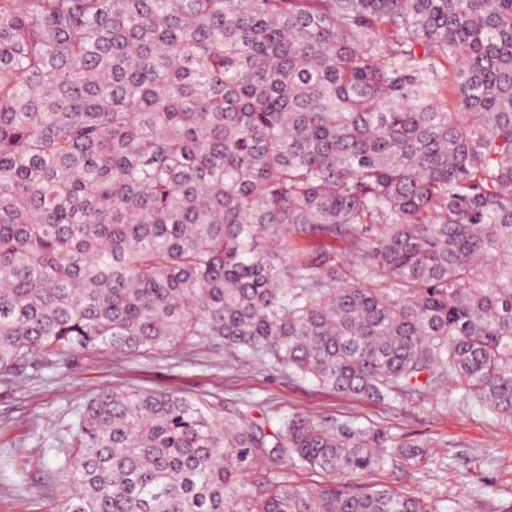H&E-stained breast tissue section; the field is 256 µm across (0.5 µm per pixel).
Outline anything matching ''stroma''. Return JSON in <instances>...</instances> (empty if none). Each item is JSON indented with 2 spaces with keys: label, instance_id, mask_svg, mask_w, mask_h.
I'll return each mask as SVG.
<instances>
[{
  "label": "stroma",
  "instance_id": "stroma-1",
  "mask_svg": "<svg viewBox=\"0 0 512 512\" xmlns=\"http://www.w3.org/2000/svg\"><path fill=\"white\" fill-rule=\"evenodd\" d=\"M438 375L383 402L348 398L210 340L146 355L76 350L61 368L25 365L0 381V512H66L68 430L90 397L113 386L190 397L227 418L247 408L274 425L301 414L324 425L378 428L390 440L425 445L426 456L410 467L389 461L351 483L386 485L438 512H512V420L464 398L446 370ZM269 478L311 488L327 481L318 470L262 462L244 477L251 500Z\"/></svg>",
  "mask_w": 512,
  "mask_h": 512
}]
</instances>
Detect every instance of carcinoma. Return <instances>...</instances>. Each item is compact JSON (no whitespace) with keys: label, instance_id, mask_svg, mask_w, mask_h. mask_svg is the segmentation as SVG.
I'll return each instance as SVG.
<instances>
[{"label":"carcinoma","instance_id":"obj_1","mask_svg":"<svg viewBox=\"0 0 512 512\" xmlns=\"http://www.w3.org/2000/svg\"><path fill=\"white\" fill-rule=\"evenodd\" d=\"M0 3V377L222 340L382 400L448 367L512 417V0ZM453 91L459 111L442 99ZM359 261L345 280L336 252ZM105 389L67 512H437L348 475L420 444ZM309 246L314 251H331L336 249V260L343 264L341 271L345 274H349L348 242L345 239L336 238V242L315 240L310 241ZM287 480L295 485L315 488L325 484L329 478L319 470H311L309 468H291L288 462L281 463L279 467L273 468L267 462L254 466L248 474L244 476L247 484L251 503H255L263 492V484L265 479Z\"/></svg>","mask_w":512,"mask_h":512}]
</instances>
